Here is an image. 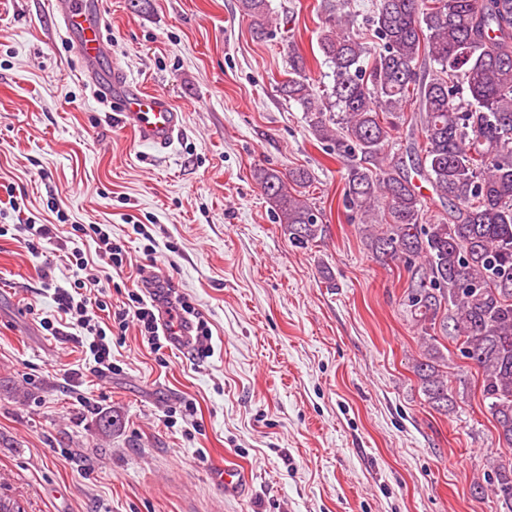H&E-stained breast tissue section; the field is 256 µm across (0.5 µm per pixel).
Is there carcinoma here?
Masks as SVG:
<instances>
[{
  "label": "carcinoma",
  "mask_w": 512,
  "mask_h": 512,
  "mask_svg": "<svg viewBox=\"0 0 512 512\" xmlns=\"http://www.w3.org/2000/svg\"><path fill=\"white\" fill-rule=\"evenodd\" d=\"M254 33L269 34V0H239ZM317 48L332 81L317 91L307 60L288 42V79L276 91L304 112L310 132L348 159L343 206L364 226L383 265L408 272L402 305L422 354L414 374L426 401L448 411L452 340L481 375L498 446L512 452V0H375L369 32L354 28L338 0H321ZM437 72L420 77L423 64ZM420 126L419 172L448 217L427 202L386 149L399 126ZM270 211L288 240L306 248L325 232L298 188L311 173L282 179L257 169ZM383 218L377 219V210ZM512 512V460L494 464L487 486Z\"/></svg>",
  "instance_id": "cac0c4a2"
}]
</instances>
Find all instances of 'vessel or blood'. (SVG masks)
I'll return each instance as SVG.
<instances>
[{
	"mask_svg": "<svg viewBox=\"0 0 512 512\" xmlns=\"http://www.w3.org/2000/svg\"><path fill=\"white\" fill-rule=\"evenodd\" d=\"M52 7L99 100L119 113L141 143L161 152L172 147L184 115L165 97L145 93L121 69L106 64L100 0H53Z\"/></svg>",
	"mask_w": 512,
	"mask_h": 512,
	"instance_id": "vessel-or-blood-1",
	"label": "vessel or blood"
}]
</instances>
